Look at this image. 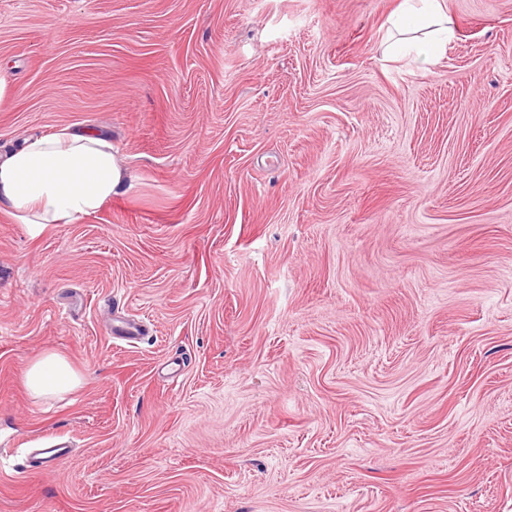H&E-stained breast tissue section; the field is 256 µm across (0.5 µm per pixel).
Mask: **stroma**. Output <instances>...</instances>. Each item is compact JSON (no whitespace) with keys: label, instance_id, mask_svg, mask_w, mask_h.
<instances>
[{"label":"stroma","instance_id":"35a3bbf8","mask_svg":"<svg viewBox=\"0 0 512 512\" xmlns=\"http://www.w3.org/2000/svg\"><path fill=\"white\" fill-rule=\"evenodd\" d=\"M400 2L0 0V148L128 173L0 211V512H512V0L425 69ZM47 352L82 383L35 400ZM125 177L107 138L63 127L0 151V208L36 237L49 224H76L111 203ZM70 447L71 446L68 442L59 441L50 448H37L29 455L33 463L38 465L39 462V466L51 467L71 455L72 451ZM48 463H51L52 465H47Z\"/></svg>","mask_w":512,"mask_h":512}]
</instances>
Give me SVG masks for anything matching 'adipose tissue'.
<instances>
[{
    "instance_id": "adipose-tissue-1",
    "label": "adipose tissue",
    "mask_w": 512,
    "mask_h": 512,
    "mask_svg": "<svg viewBox=\"0 0 512 512\" xmlns=\"http://www.w3.org/2000/svg\"><path fill=\"white\" fill-rule=\"evenodd\" d=\"M125 177L107 138L64 127L0 151V208L36 237L48 225L78 223L111 203ZM24 383L31 394L50 397L74 390L81 378L66 359L50 352L28 368Z\"/></svg>"
}]
</instances>
